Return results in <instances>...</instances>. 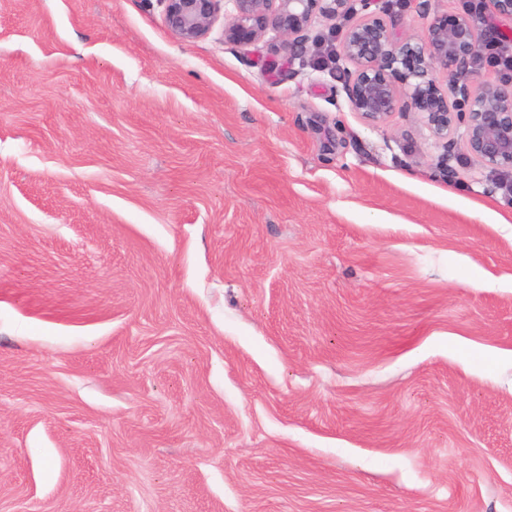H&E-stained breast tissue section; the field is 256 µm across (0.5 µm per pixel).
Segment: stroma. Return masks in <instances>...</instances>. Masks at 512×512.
<instances>
[{
	"mask_svg": "<svg viewBox=\"0 0 512 512\" xmlns=\"http://www.w3.org/2000/svg\"><path fill=\"white\" fill-rule=\"evenodd\" d=\"M162 14L0 0V512H512L502 174Z\"/></svg>",
	"mask_w": 512,
	"mask_h": 512,
	"instance_id": "35a3bbf8",
	"label": "stroma"
}]
</instances>
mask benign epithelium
Wrapping results in <instances>:
<instances>
[{"label": "benign epithelium", "instance_id": "1", "mask_svg": "<svg viewBox=\"0 0 512 512\" xmlns=\"http://www.w3.org/2000/svg\"><path fill=\"white\" fill-rule=\"evenodd\" d=\"M224 40L257 41L273 32L295 59L306 52L317 18L340 25L341 52L351 64L344 90L352 111L380 124L395 112H414L443 143L439 173H448V137L460 126L468 152L484 167L512 170V80L486 81L472 91L482 36L466 12L452 21L434 19L417 38L395 37L391 25L372 9L377 0H160L165 27L184 43L208 36L223 2ZM446 73L459 98L453 104L429 77ZM404 88L398 89L394 77Z\"/></svg>", "mask_w": 512, "mask_h": 512}]
</instances>
